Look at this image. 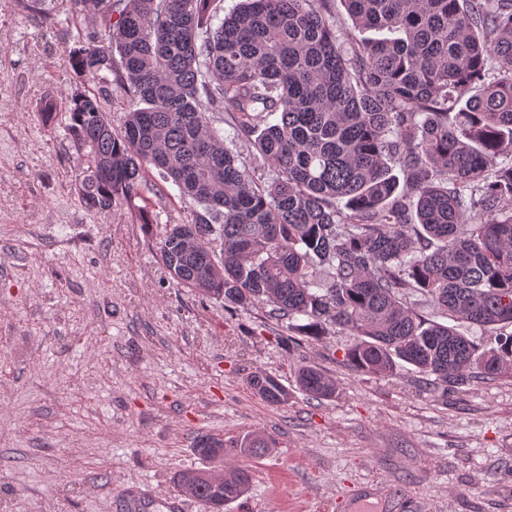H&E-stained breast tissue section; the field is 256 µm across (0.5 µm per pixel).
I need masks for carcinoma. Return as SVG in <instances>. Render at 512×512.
Listing matches in <instances>:
<instances>
[{
  "instance_id": "1",
  "label": "carcinoma",
  "mask_w": 512,
  "mask_h": 512,
  "mask_svg": "<svg viewBox=\"0 0 512 512\" xmlns=\"http://www.w3.org/2000/svg\"><path fill=\"white\" fill-rule=\"evenodd\" d=\"M222 2L74 0L105 24L72 68L135 102L116 136L95 94L67 100L91 154L75 169L86 207L134 200L154 168L199 206L158 246L182 287L270 306L291 345L344 330L355 371L406 363L442 396L512 375V333L487 346L456 328L512 326V0H343L362 34L346 41L336 0H241L223 17ZM297 384L338 389L313 365ZM250 386L288 402L270 376ZM268 447L257 431L201 437L208 467L176 490L224 512L250 484L240 459Z\"/></svg>"
}]
</instances>
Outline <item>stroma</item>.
I'll return each mask as SVG.
<instances>
[{
    "instance_id": "35a3bbf8",
    "label": "stroma",
    "mask_w": 512,
    "mask_h": 512,
    "mask_svg": "<svg viewBox=\"0 0 512 512\" xmlns=\"http://www.w3.org/2000/svg\"><path fill=\"white\" fill-rule=\"evenodd\" d=\"M101 26L72 0H0V512H120L123 488L163 498L204 468L196 436L252 430L272 446L225 512H512V378L440 399L412 366L349 368L341 330L290 347L267 305L177 285L157 246L193 208L158 173L132 202L84 206L63 102L90 86L65 52ZM304 364L335 397L298 389ZM258 373L288 402L258 396ZM250 386L266 402L270 404H284L288 402V390L276 379L267 375H254Z\"/></svg>"
}]
</instances>
